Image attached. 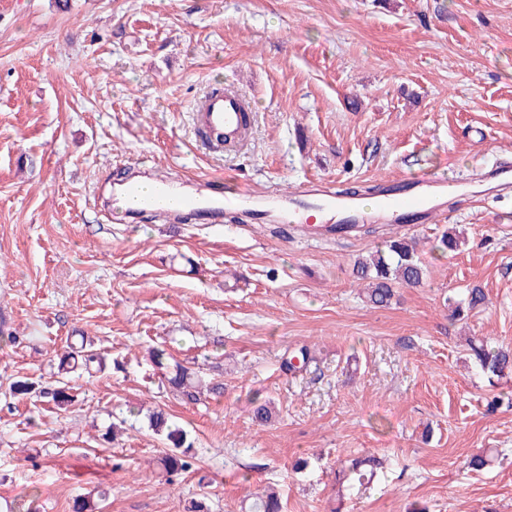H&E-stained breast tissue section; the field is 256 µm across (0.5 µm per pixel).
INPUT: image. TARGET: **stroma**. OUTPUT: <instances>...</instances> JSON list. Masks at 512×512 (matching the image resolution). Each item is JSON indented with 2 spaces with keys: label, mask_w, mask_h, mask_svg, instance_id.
I'll return each instance as SVG.
<instances>
[{
  "label": "stroma",
  "mask_w": 512,
  "mask_h": 512,
  "mask_svg": "<svg viewBox=\"0 0 512 512\" xmlns=\"http://www.w3.org/2000/svg\"><path fill=\"white\" fill-rule=\"evenodd\" d=\"M217 79L253 120L246 147L212 153L193 110ZM132 162L214 194L442 175L469 192L436 222L371 235L260 214L113 224L94 195ZM502 163L512 0H0V512H246L271 488L283 512H512V379L468 369L465 344L512 346V187L471 190ZM451 226L465 245L435 250ZM391 235L418 241L427 272L373 308L353 265ZM474 286L486 309L450 319ZM84 336L109 365L73 379L67 411L11 395L20 377L50 384ZM157 346L223 391L176 396ZM303 346L314 362L285 372ZM158 407L193 443L173 479L148 428ZM482 451L491 467L472 470ZM367 455L384 473L338 488Z\"/></svg>",
  "instance_id": "obj_1"
}]
</instances>
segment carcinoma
Instances as JSON below:
<instances>
[{"mask_svg":"<svg viewBox=\"0 0 512 512\" xmlns=\"http://www.w3.org/2000/svg\"><path fill=\"white\" fill-rule=\"evenodd\" d=\"M353 271L358 280L368 282V287L364 289L366 302L373 307H387L396 295L394 285L401 284L410 288L419 286L426 268L416 247L405 238L397 237L385 241V249L376 251L367 259L355 261ZM486 305V294L475 286L467 289L462 301L455 303L453 314L459 317L483 309ZM469 351L477 371L498 378L512 376V348L491 345L485 340H472ZM312 359L310 349L303 346L284 360L283 368L291 373L300 372L307 368ZM106 366L104 355L93 343H85L79 349H71L62 355L57 366V379L51 385L38 390L29 378L20 377L12 382L10 390L15 396H27L36 392L54 409L66 410L74 402L70 383L77 371L90 374L102 371ZM168 383L175 392L189 400L197 399L203 387L210 392L222 389L219 383L202 385L195 373L178 363L175 364L174 373L168 378ZM148 423L153 434L163 437L168 447L174 449L173 453L163 458V466L169 476L176 477L189 469L191 464L187 460V454L192 444L188 441L186 429L161 408L148 414ZM380 465L381 461L374 456L356 459L351 462L348 470L338 472V483L350 480L361 486L366 485L374 478ZM251 512H282L279 495L270 489L256 496Z\"/></svg>","mask_w":512,"mask_h":512,"instance_id":"carcinoma-1","label":"carcinoma"}]
</instances>
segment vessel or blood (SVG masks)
Returning a JSON list of instances; mask_svg holds the SVG:
<instances>
[{
	"label": "vessel or blood",
	"mask_w": 512,
	"mask_h": 512,
	"mask_svg": "<svg viewBox=\"0 0 512 512\" xmlns=\"http://www.w3.org/2000/svg\"><path fill=\"white\" fill-rule=\"evenodd\" d=\"M249 110L248 101L240 92L221 87L212 88L194 108V127L202 141L223 134L231 135L235 142H242L244 117ZM171 178L159 181L153 195H142L137 184L127 183L122 195L112 205V214L156 215L163 214L183 223L202 215L223 216L230 209L244 211L252 202L249 188L237 190L234 200L217 196H200L173 191ZM447 180H418L405 186L396 181L383 184L374 204L363 202L361 197L322 189L316 181L303 182L293 191L273 192L272 198L280 205L279 221L295 223L303 213L319 214L326 210L341 214L352 224L374 223L386 220L390 224H404L410 220L431 222L435 215L444 213L448 193L454 190Z\"/></svg>",
	"instance_id": "1"
}]
</instances>
